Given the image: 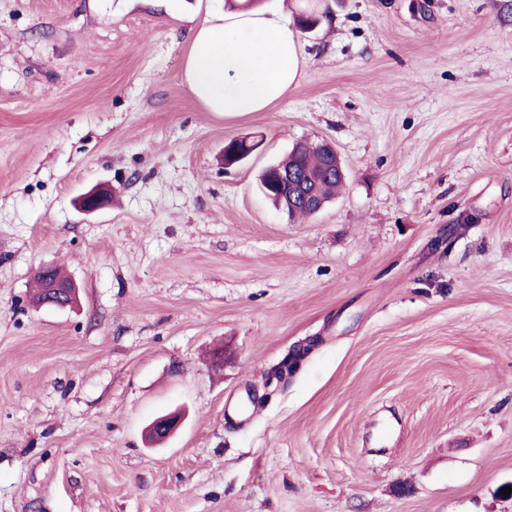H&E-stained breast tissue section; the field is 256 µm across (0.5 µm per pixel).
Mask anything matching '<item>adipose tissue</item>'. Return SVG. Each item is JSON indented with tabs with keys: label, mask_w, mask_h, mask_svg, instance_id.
Wrapping results in <instances>:
<instances>
[{
	"label": "adipose tissue",
	"mask_w": 512,
	"mask_h": 512,
	"mask_svg": "<svg viewBox=\"0 0 512 512\" xmlns=\"http://www.w3.org/2000/svg\"><path fill=\"white\" fill-rule=\"evenodd\" d=\"M304 64L300 34L285 15L227 10L196 27L182 80L208 111L263 112L287 96Z\"/></svg>",
	"instance_id": "ef3b65f1"
}]
</instances>
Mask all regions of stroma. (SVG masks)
<instances>
[{
  "mask_svg": "<svg viewBox=\"0 0 512 512\" xmlns=\"http://www.w3.org/2000/svg\"><path fill=\"white\" fill-rule=\"evenodd\" d=\"M319 5L224 114L181 72L225 0H0V512H512V0ZM318 141L345 185L289 219L258 175ZM47 268L48 266L43 267L38 271V275L46 279L45 289L48 296V299L46 301H39V303L42 306H49L58 309H64L70 306V304L73 302L76 293L74 283L72 281H68L64 284H61L57 281L50 280L49 275L60 281H66L67 277L64 276L61 270L56 266L49 268V271H51L52 273L48 275ZM65 297H68V300L66 302H63V299Z\"/></svg>",
  "mask_w": 512,
  "mask_h": 512,
  "instance_id": "obj_1",
  "label": "stroma"
}]
</instances>
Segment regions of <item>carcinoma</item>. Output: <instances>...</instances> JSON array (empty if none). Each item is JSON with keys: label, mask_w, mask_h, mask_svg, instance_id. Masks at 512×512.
I'll return each mask as SVG.
<instances>
[{"label": "carcinoma", "mask_w": 512, "mask_h": 512, "mask_svg": "<svg viewBox=\"0 0 512 512\" xmlns=\"http://www.w3.org/2000/svg\"><path fill=\"white\" fill-rule=\"evenodd\" d=\"M280 174L304 183L311 178L317 180L319 193L328 201L334 198L344 180V174L330 165L321 143L293 147L286 159L268 166L260 176V186L268 188L266 197L290 216H310L312 211L300 195L288 192V188L275 191L269 188L270 182Z\"/></svg>", "instance_id": "1"}]
</instances>
